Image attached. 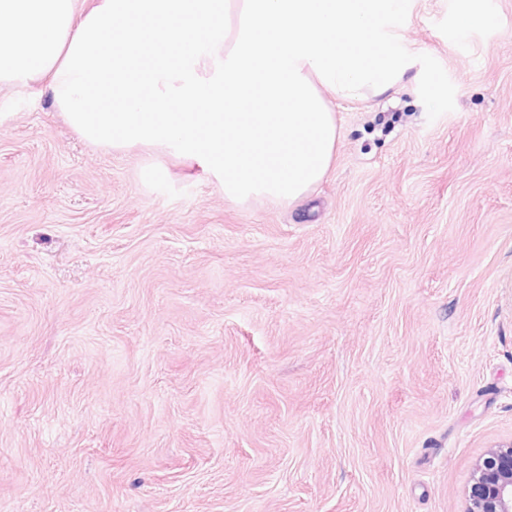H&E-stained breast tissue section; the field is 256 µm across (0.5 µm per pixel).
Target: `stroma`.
Segmentation results:
<instances>
[{
    "mask_svg": "<svg viewBox=\"0 0 512 512\" xmlns=\"http://www.w3.org/2000/svg\"><path fill=\"white\" fill-rule=\"evenodd\" d=\"M398 34L454 111L342 105L289 207L0 86V512H464L512 441V0Z\"/></svg>",
    "mask_w": 512,
    "mask_h": 512,
    "instance_id": "35a3bbf8",
    "label": "stroma"
}]
</instances>
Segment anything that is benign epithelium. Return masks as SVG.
I'll list each match as a JSON object with an SVG mask.
<instances>
[{"mask_svg":"<svg viewBox=\"0 0 512 512\" xmlns=\"http://www.w3.org/2000/svg\"><path fill=\"white\" fill-rule=\"evenodd\" d=\"M465 512H512V441L487 449L475 464Z\"/></svg>","mask_w":512,"mask_h":512,"instance_id":"7a95c632","label":"benign epithelium"}]
</instances>
